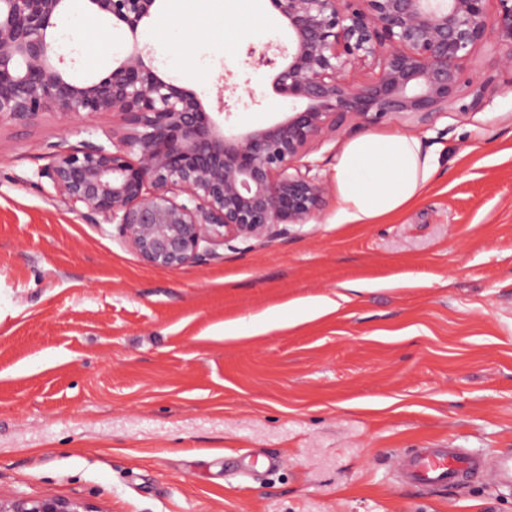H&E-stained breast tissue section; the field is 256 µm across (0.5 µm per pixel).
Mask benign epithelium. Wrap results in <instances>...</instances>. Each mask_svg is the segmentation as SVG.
Returning <instances> with one entry per match:
<instances>
[{
    "mask_svg": "<svg viewBox=\"0 0 512 512\" xmlns=\"http://www.w3.org/2000/svg\"><path fill=\"white\" fill-rule=\"evenodd\" d=\"M70 0H0V122L52 110L66 123L120 116L110 144L51 145L41 171L92 224H115L148 264L177 268L232 242L321 217L326 184L303 161L318 136L352 116L362 127L424 121L474 79L465 64L490 46L512 72V0H270L292 30L259 63L279 65L277 91L306 107L263 129L217 123L195 93L162 78L133 43L100 80L72 82L50 29ZM137 35L159 0H84ZM378 72L351 78L357 64ZM9 512H90L65 499H20Z\"/></svg>",
    "mask_w": 512,
    "mask_h": 512,
    "instance_id": "1",
    "label": "benign epithelium"
}]
</instances>
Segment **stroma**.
<instances>
[{"instance_id":"35a3bbf8","label":"stroma","mask_w":512,"mask_h":512,"mask_svg":"<svg viewBox=\"0 0 512 512\" xmlns=\"http://www.w3.org/2000/svg\"><path fill=\"white\" fill-rule=\"evenodd\" d=\"M231 43L201 34L170 64L160 0L137 33L71 0L52 34L68 75L108 74L132 45L159 75L217 110L216 83L246 74L228 126L287 116L275 71L248 48L284 45L287 20ZM475 87L429 123H348L315 140L312 173L334 182L349 140L420 136L441 162L420 197L375 224L320 222L179 268L145 263L115 225L73 212L40 172L51 144L106 143L57 115L0 123V505L54 496L94 512H512L483 479L427 492L396 482L414 448L512 452V74L490 47ZM469 113H461V106ZM337 299L334 311L251 333L247 319ZM255 453L279 468L246 471Z\"/></svg>"}]
</instances>
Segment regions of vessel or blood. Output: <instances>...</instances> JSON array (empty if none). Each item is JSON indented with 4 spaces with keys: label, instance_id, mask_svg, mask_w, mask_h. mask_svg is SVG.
Returning <instances> with one entry per match:
<instances>
[{
    "label": "vessel or blood",
    "instance_id": "b4317fda",
    "mask_svg": "<svg viewBox=\"0 0 512 512\" xmlns=\"http://www.w3.org/2000/svg\"><path fill=\"white\" fill-rule=\"evenodd\" d=\"M489 477L503 488L512 487V454L496 458L475 457L460 448H419L398 463L399 483L416 485L431 491L462 489L471 481Z\"/></svg>",
    "mask_w": 512,
    "mask_h": 512
}]
</instances>
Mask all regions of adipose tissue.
<instances>
[{
    "mask_svg": "<svg viewBox=\"0 0 512 512\" xmlns=\"http://www.w3.org/2000/svg\"><path fill=\"white\" fill-rule=\"evenodd\" d=\"M180 2L185 22L178 36L184 42L198 34V16L205 7H219L228 41L264 25L255 0H228L222 6L215 0ZM438 164V155L424 150L420 138L412 134L395 131L348 141L335 166L337 223L374 224L393 217L417 199Z\"/></svg>",
    "mask_w": 512,
    "mask_h": 512,
    "instance_id": "obj_1",
    "label": "adipose tissue"
}]
</instances>
